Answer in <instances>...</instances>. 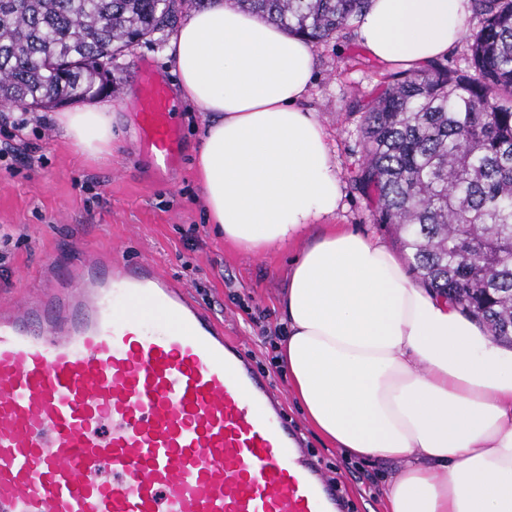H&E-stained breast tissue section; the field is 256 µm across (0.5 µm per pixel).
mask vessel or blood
<instances>
[{
  "mask_svg": "<svg viewBox=\"0 0 512 512\" xmlns=\"http://www.w3.org/2000/svg\"><path fill=\"white\" fill-rule=\"evenodd\" d=\"M137 135L180 146L144 73ZM270 380L154 260L73 249L0 302V512H340Z\"/></svg>",
  "mask_w": 512,
  "mask_h": 512,
  "instance_id": "1",
  "label": "vessel or blood"
}]
</instances>
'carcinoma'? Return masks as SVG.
I'll use <instances>...</instances> for the list:
<instances>
[{
    "label": "carcinoma",
    "mask_w": 512,
    "mask_h": 512,
    "mask_svg": "<svg viewBox=\"0 0 512 512\" xmlns=\"http://www.w3.org/2000/svg\"><path fill=\"white\" fill-rule=\"evenodd\" d=\"M210 0H0V105L51 109L112 93V63ZM484 15L468 70L390 84L362 127L359 183L425 285L512 346V0ZM311 40L369 0H235Z\"/></svg>",
    "instance_id": "cac0c4a2"
}]
</instances>
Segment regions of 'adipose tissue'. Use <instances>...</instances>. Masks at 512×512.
<instances>
[{"mask_svg": "<svg viewBox=\"0 0 512 512\" xmlns=\"http://www.w3.org/2000/svg\"><path fill=\"white\" fill-rule=\"evenodd\" d=\"M471 13V0H371L358 35L377 61L418 71L463 38ZM166 54L179 97L205 115L196 167L212 222L250 253L305 243L281 300L279 353L315 431L350 456L398 462L385 512H512V348L414 283L383 241L306 239L343 197L327 133L302 106L313 44L211 0ZM59 121L81 152L112 144L109 105Z\"/></svg>", "mask_w": 512, "mask_h": 512, "instance_id": "obj_1", "label": "adipose tissue"}]
</instances>
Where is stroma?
<instances>
[{"mask_svg": "<svg viewBox=\"0 0 512 512\" xmlns=\"http://www.w3.org/2000/svg\"><path fill=\"white\" fill-rule=\"evenodd\" d=\"M356 22L331 39L316 43V79L304 104L315 112L328 144L343 198L330 221L336 226L381 239L402 254L400 236L389 224L376 223L373 205L358 184L364 161L361 128L366 105L384 88L393 69L375 60L358 40ZM166 42L146 41L117 61L112 107L111 154L85 157L65 137L57 110H30L16 130V108L0 110V147L24 149L36 158L0 165V226L18 235L0 262V299L18 288L39 283L41 266L58 251L77 244L112 249L131 260L151 258L181 282L198 303L224 322L227 335L238 337L253 362L285 397V412L303 447L322 462L340 484L348 512H383L379 494L387 461L347 463L310 426L290 395L288 376L271 367L274 355L263 330L281 329L280 301L288 286V268L299 244L275 247L262 255L237 248L207 221L196 174V148L204 119L197 106L175 100V120L182 131L175 164L157 170L140 150L134 131L133 101L141 66L174 85L176 74L166 62Z\"/></svg>", "mask_w": 512, "mask_h": 512, "instance_id": "35a3bbf8", "label": "stroma"}]
</instances>
